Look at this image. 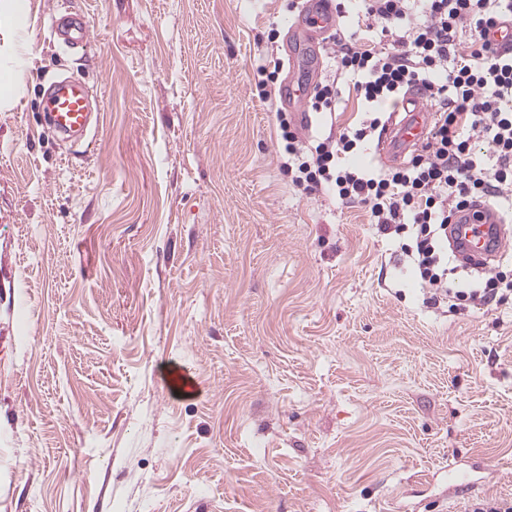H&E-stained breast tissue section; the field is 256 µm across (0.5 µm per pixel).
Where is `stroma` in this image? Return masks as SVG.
<instances>
[{
	"label": "stroma",
	"mask_w": 512,
	"mask_h": 512,
	"mask_svg": "<svg viewBox=\"0 0 512 512\" xmlns=\"http://www.w3.org/2000/svg\"><path fill=\"white\" fill-rule=\"evenodd\" d=\"M0 100V512H468L512 502V293L434 300L400 238L292 182L288 0H24ZM83 15L66 50L55 19ZM277 39H270V31ZM278 78L267 98L258 65ZM339 136L366 107L329 59ZM85 83L91 134L41 118ZM486 267L512 281V222ZM195 394L169 388L176 377ZM484 464L472 493L449 460ZM18 0H4L0 4V23L11 24L19 35L13 49V60L21 70L33 68L31 47L26 40V29L19 18Z\"/></svg>",
	"instance_id": "stroma-1"
}]
</instances>
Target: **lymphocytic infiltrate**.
I'll return each mask as SVG.
<instances>
[{
	"mask_svg": "<svg viewBox=\"0 0 512 512\" xmlns=\"http://www.w3.org/2000/svg\"><path fill=\"white\" fill-rule=\"evenodd\" d=\"M332 63L351 78L369 116L359 127L306 146L284 130L295 185L327 189L361 204L381 232L410 229L417 275L442 296L481 304L500 277L468 293L447 289L435 247L452 216L477 202L512 206V51L488 34L512 17V0H336ZM422 89L433 111L429 138L407 165H349L378 130L384 106Z\"/></svg>",
	"mask_w": 512,
	"mask_h": 512,
	"instance_id": "1",
	"label": "lymphocytic infiltrate"
}]
</instances>
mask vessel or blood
Masks as SVG:
<instances>
[{
	"label": "vessel or blood",
	"instance_id": "b4317fda",
	"mask_svg": "<svg viewBox=\"0 0 512 512\" xmlns=\"http://www.w3.org/2000/svg\"><path fill=\"white\" fill-rule=\"evenodd\" d=\"M335 26L332 0H306L297 21L289 30L290 55L319 56ZM54 30L59 43L68 49L84 46L91 39L90 26L80 16L59 19ZM310 92V84L303 82L291 85L288 90V105L302 127L311 123V117L305 110ZM89 105L86 88L72 79L55 82L43 101L47 121L60 133L73 136H82L90 131ZM396 109L402 117L387 127L380 141L379 159L384 163L402 160L407 150L423 146L427 138L430 115L419 90L410 91ZM448 236L457 259L467 262L483 258L489 260L495 258L504 246V218L495 207L478 204L454 216Z\"/></svg>",
	"mask_w": 512,
	"mask_h": 512
}]
</instances>
